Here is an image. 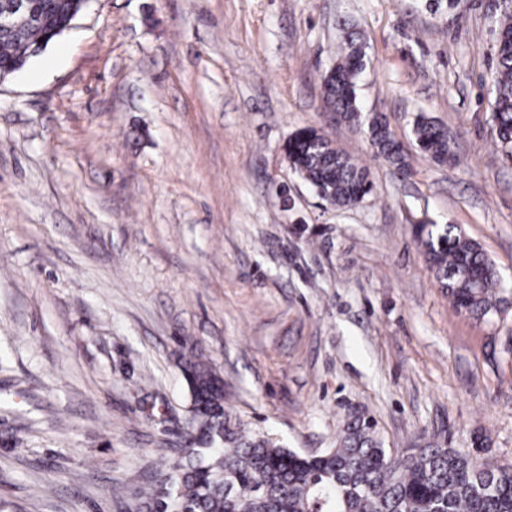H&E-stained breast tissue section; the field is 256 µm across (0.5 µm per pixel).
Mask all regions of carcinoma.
<instances>
[{"label": "carcinoma", "instance_id": "obj_1", "mask_svg": "<svg viewBox=\"0 0 512 512\" xmlns=\"http://www.w3.org/2000/svg\"><path fill=\"white\" fill-rule=\"evenodd\" d=\"M32 20L0 31V73L27 64L37 50L70 27L82 0H29ZM502 36L491 73L492 122L503 156L512 159V12L496 15ZM335 65L323 78L326 102L341 118L363 122L376 153L408 171L406 157L382 115L362 118L356 82L364 52L344 28ZM416 145L439 165L453 158L447 131L420 113L412 128ZM285 154L292 170L323 200L340 207L372 190L367 174L314 127L293 133ZM413 233L453 308L484 322L512 302L481 245L448 224H416ZM184 375L191 407L178 463L128 512H512V463L483 461L474 448L436 444L394 457L374 436L373 425L354 415L342 443L305 456L265 435H251L224 406V381L199 361Z\"/></svg>", "mask_w": 512, "mask_h": 512}]
</instances>
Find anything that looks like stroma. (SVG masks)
Returning <instances> with one entry per match:
<instances>
[{
    "mask_svg": "<svg viewBox=\"0 0 512 512\" xmlns=\"http://www.w3.org/2000/svg\"><path fill=\"white\" fill-rule=\"evenodd\" d=\"M494 0H87L0 81V512H126L176 460L197 358L249 431L306 455L370 419L392 455L512 461V306L456 312L412 232L451 224L512 288V162L492 116ZM363 113L324 107L342 23ZM455 158L417 148V114ZM315 127L373 185L290 168ZM364 121L370 143L376 149V153L403 172H407L409 168L406 157L402 154L400 143L386 118L375 114ZM284 150L292 170L331 204L355 205L372 190L364 168L350 155L333 147L317 128L296 131Z\"/></svg>",
    "mask_w": 512,
    "mask_h": 512,
    "instance_id": "obj_1",
    "label": "stroma"
}]
</instances>
